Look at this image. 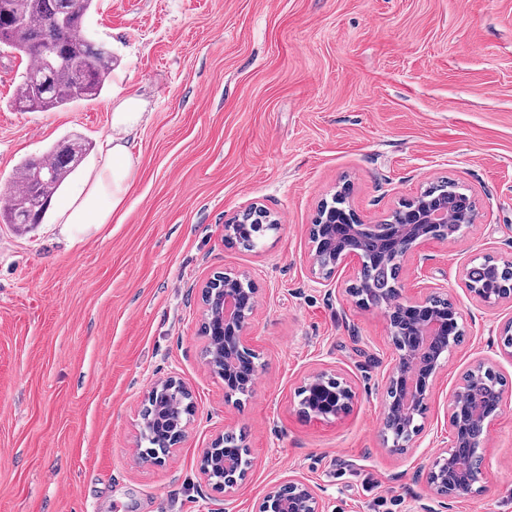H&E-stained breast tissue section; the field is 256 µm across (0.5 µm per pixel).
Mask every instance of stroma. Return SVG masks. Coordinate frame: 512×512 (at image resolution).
<instances>
[{
	"instance_id": "35a3bbf8",
	"label": "stroma",
	"mask_w": 512,
	"mask_h": 512,
	"mask_svg": "<svg viewBox=\"0 0 512 512\" xmlns=\"http://www.w3.org/2000/svg\"><path fill=\"white\" fill-rule=\"evenodd\" d=\"M85 33L113 56L96 99L52 112L9 102L28 66L0 46V195L19 164L58 142L87 153L42 224L0 223V512H256L294 475L325 512H422L448 447V401L485 362L506 382L477 492L437 512H512V354L499 330L512 301L466 289L483 258L512 262V0H95ZM150 117L132 147L126 208L68 239L56 209L99 159L117 98ZM471 193L477 217L403 268L410 297L446 294L463 336L440 370L407 452L384 442L386 318L357 305L361 267L318 284L309 227L341 187L367 224L431 183ZM278 218L258 246L224 240L252 205ZM249 275L252 393L224 395L205 366L200 286ZM353 380L349 413L316 421L298 391L316 369ZM178 375L195 413L164 463L139 461L144 396ZM240 436L252 466L224 492L198 461Z\"/></svg>"
}]
</instances>
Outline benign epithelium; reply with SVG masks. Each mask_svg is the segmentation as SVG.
<instances>
[{
    "mask_svg": "<svg viewBox=\"0 0 512 512\" xmlns=\"http://www.w3.org/2000/svg\"><path fill=\"white\" fill-rule=\"evenodd\" d=\"M408 210L399 215L394 228L400 232L397 244L388 251L387 259L399 277L391 295L380 308L389 325L392 345L397 358L385 378L386 396L382 423L387 447L402 452L410 447L417 432L415 420L426 409L437 376L455 347L454 338L461 333L459 312L443 295L409 298L402 281L403 264L408 256L420 252V247L437 239V228L448 223V206L440 200H427L418 194L406 202ZM349 226V241L340 242L323 236L322 226L310 225L311 271L318 283L331 281L336 268L348 258L364 265V235L381 228L379 224ZM467 287L486 307H495L512 299V287ZM203 331L207 336L205 363L211 374L224 381V394L229 398L237 393L248 394L256 386L258 365L250 355L246 331L258 302L257 288L243 274L216 272L201 289ZM467 381H462L448 405V427L452 443L436 451L429 473L431 496L443 504L448 500L469 495L483 479L481 467L467 468L455 462L458 449L481 447V437L489 435V427L497 417L501 404L496 402L484 410L476 436L468 434V418L462 403ZM303 389L308 391L299 401L300 412L307 417L329 421L347 414L353 407L357 391L355 385L334 370L322 369L311 373ZM187 397L186 408L194 414L192 394L181 378L172 375L154 383L147 400L154 403L157 413H164V404L172 391ZM188 425H174L168 433L162 453L154 458L161 463L184 441ZM204 478L219 481L224 490L234 489L245 480L248 468L238 458L224 452V437H217L212 446L204 449L199 461ZM259 512H323V506L311 486L289 476L271 488L263 497Z\"/></svg>",
    "mask_w": 512,
    "mask_h": 512,
    "instance_id": "7a95c632",
    "label": "benign epithelium"
}]
</instances>
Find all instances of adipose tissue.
I'll return each mask as SVG.
<instances>
[{
	"mask_svg": "<svg viewBox=\"0 0 512 512\" xmlns=\"http://www.w3.org/2000/svg\"><path fill=\"white\" fill-rule=\"evenodd\" d=\"M145 110V101L133 95L115 102L100 161L83 175L58 210L57 221L69 236L77 237L92 226L111 223L115 214L123 212L135 175L128 138L141 126Z\"/></svg>",
	"mask_w": 512,
	"mask_h": 512,
	"instance_id": "ef3b65f1",
	"label": "adipose tissue"
}]
</instances>
